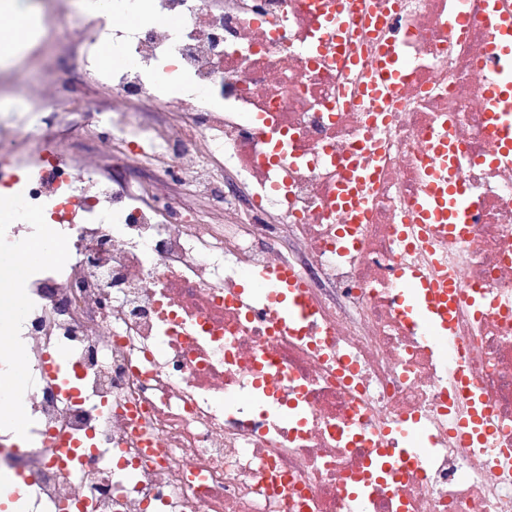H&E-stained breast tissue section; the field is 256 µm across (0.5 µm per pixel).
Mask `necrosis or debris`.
<instances>
[{
  "instance_id": "necrosis-or-debris-1",
  "label": "necrosis or debris",
  "mask_w": 512,
  "mask_h": 512,
  "mask_svg": "<svg viewBox=\"0 0 512 512\" xmlns=\"http://www.w3.org/2000/svg\"><path fill=\"white\" fill-rule=\"evenodd\" d=\"M148 8L132 27L82 25L76 45L87 84L167 113L92 132L154 181L121 187L44 138L69 86L36 90L0 128V189L18 200L0 247L54 243L23 279L20 320L0 325L32 373L23 422L0 425V471L20 477L27 512H350L357 493L364 512H512V157L482 93L512 0ZM103 40L132 66L97 67ZM444 133L474 207L452 232L416 218ZM228 166L248 188L245 206L225 200L229 223L168 202L169 180L206 195ZM362 171L354 223L336 195ZM285 272L304 319L243 282ZM406 273L462 285L447 340L416 327ZM460 371L489 407L482 443L452 433L470 410ZM403 427L427 454L401 449Z\"/></svg>"
}]
</instances>
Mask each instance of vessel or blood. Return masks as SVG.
Instances as JSON below:
<instances>
[{"label":"vessel or blood","mask_w":512,"mask_h":512,"mask_svg":"<svg viewBox=\"0 0 512 512\" xmlns=\"http://www.w3.org/2000/svg\"><path fill=\"white\" fill-rule=\"evenodd\" d=\"M484 98L491 114L490 129L497 136L501 152L512 155V76L486 85ZM449 145L447 137L440 136L429 148L427 181L417 203L418 221L422 224H466L469 223L473 207L468 191L457 179L453 164L448 163ZM455 292L451 282L432 287L427 298L432 305V315L421 314L418 285L413 280H405L404 297L410 303V309L417 315V321L423 331L430 336H440L444 328L439 325V317L448 314V297ZM488 412L487 404H479L472 409L469 419L460 422L459 427L464 439L482 441L491 435L492 430L485 424Z\"/></svg>","instance_id":"1"}]
</instances>
